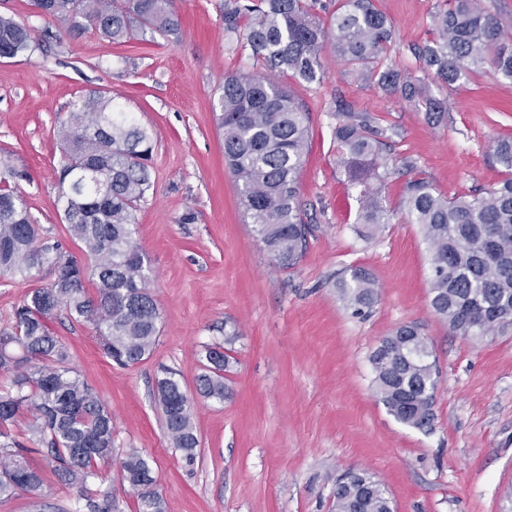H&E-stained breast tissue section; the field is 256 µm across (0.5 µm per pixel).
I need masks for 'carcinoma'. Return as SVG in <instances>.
<instances>
[{
  "label": "carcinoma",
  "mask_w": 512,
  "mask_h": 512,
  "mask_svg": "<svg viewBox=\"0 0 512 512\" xmlns=\"http://www.w3.org/2000/svg\"><path fill=\"white\" fill-rule=\"evenodd\" d=\"M42 17L62 25L70 40L92 30L112 43L148 33L177 38L181 21L175 0H31ZM320 0H248L224 10V32L250 47L262 75L232 74L220 84L216 115L224 161L239 191L243 213L258 241L283 267L296 265L310 227L302 218L299 179L309 138V117L293 92L274 79L288 74L300 83L320 81V49L332 41L345 72L377 87L440 122L448 101L435 97L429 75L446 85L465 72L489 67L512 82V41L498 17L481 0H443L431 16L434 38L418 54L421 74L387 62L393 28L373 0H341L323 19ZM60 35L34 33L28 24L0 13V59L30 57ZM382 130L372 117L344 105L334 130L345 163L359 172L375 170ZM64 162L58 172L57 205L70 235L84 245L87 261L40 239L24 197L10 186L14 172H0V275L26 274L38 253L53 254L56 278L34 289L15 312L11 327L0 329V498L18 491L44 490V469L62 484L84 487L112 466V412L70 367L66 345L50 321L66 312L95 326L104 354L129 366L147 359L159 333L158 307L147 290L149 270L135 240L136 212L151 181L148 162L153 138L135 116L103 91L73 102L70 119L59 129ZM493 158L505 177L477 194L448 197L424 178L406 181L398 209L421 227L430 252L428 302L434 315L466 338H482L512 328V138L497 141ZM360 223L377 230L394 211L383 206L363 177ZM95 286L89 295L85 283ZM355 317L377 301L374 280L362 269L335 283ZM428 338L414 325L385 336L371 356L379 401L398 422L429 431L435 420L438 379ZM205 372L197 393L218 402L227 396L228 355L205 351ZM164 424L173 447L194 464L200 441L191 398L175 373L158 382ZM31 414L27 432L45 445V468L24 456L11 433L21 415ZM122 481L136 495L137 512H163L157 479L137 451L120 461ZM335 512H393L382 484L355 470L336 481Z\"/></svg>",
  "instance_id": "obj_1"
}]
</instances>
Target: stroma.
Segmentation results:
<instances>
[{"label": "stroma", "mask_w": 512, "mask_h": 512, "mask_svg": "<svg viewBox=\"0 0 512 512\" xmlns=\"http://www.w3.org/2000/svg\"><path fill=\"white\" fill-rule=\"evenodd\" d=\"M438 0H375L394 28L387 57L410 71L430 41ZM225 0H176L182 35L115 44L89 32L28 58L0 59V161L29 203L41 236L75 258L83 245L58 216L57 130L73 102L92 89L134 112L154 138L152 189L136 213L135 239L150 270L160 312L151 356L119 366L92 323L58 316L51 328L70 365L112 411L117 451L137 450L153 468L165 512H332L338 475L362 469L379 480L395 512H512V332L466 339L428 305L430 262L419 225L395 216L371 230L358 221L351 183L333 131L337 106L377 120L388 168L377 187L397 207L409 178L448 196L486 191L502 180L493 145L512 137V82L484 68L448 86L447 122L434 124L398 96L344 77L324 42L322 82L290 86L310 117L300 202L311 227L298 264L281 267L257 240L224 167L214 106L225 75L256 74L250 50L224 32ZM413 161L414 170L402 166ZM355 267L378 286L365 318L352 317L334 283ZM50 264L27 276H0V328L29 293L54 280ZM428 337L439 369L431 432L389 415L375 394L371 356L395 327ZM230 357V396H197L206 347ZM188 394L200 440L186 464L166 433L157 400L163 369ZM47 492L0 499V512H89L112 497V512H135L117 472L78 489L47 476Z\"/></svg>", "instance_id": "stroma-1"}]
</instances>
